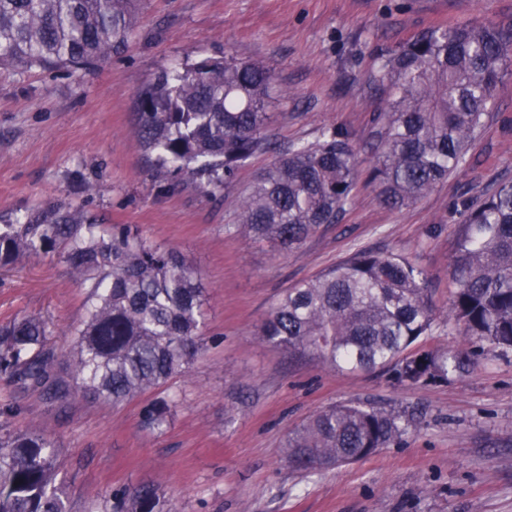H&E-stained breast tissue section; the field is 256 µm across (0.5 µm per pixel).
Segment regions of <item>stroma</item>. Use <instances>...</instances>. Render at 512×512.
I'll use <instances>...</instances> for the list:
<instances>
[{"label": "stroma", "instance_id": "35a3bbf8", "mask_svg": "<svg viewBox=\"0 0 512 512\" xmlns=\"http://www.w3.org/2000/svg\"><path fill=\"white\" fill-rule=\"evenodd\" d=\"M512 26V0H142L129 49L88 74L34 68L0 74V214L47 201L81 205L102 224L139 227L175 248L208 288L202 349L166 386L119 406L76 393L50 407L35 394L0 417V434L54 438L57 480L73 512H103L115 492L157 487L165 512H512V356L486 355L445 383L411 385L385 370L341 372L262 342L280 295L356 250L416 260L440 313L427 348L469 344L444 314L449 264L466 213L512 180V76L447 181L401 209L381 204L362 148L382 101L379 56L453 23ZM259 61L273 73L269 133L289 147L348 130L358 148L354 200L339 223L298 249L226 233L240 196L272 155L252 158L229 189L175 186L142 153L135 92L159 69L200 56ZM95 184L99 191L87 195ZM86 290L49 254L0 267V324L34 315L59 353L83 320ZM181 404L163 431L141 423L154 398ZM373 403L409 421L402 439L360 461L312 472L288 463V434L325 407Z\"/></svg>", "mask_w": 512, "mask_h": 512}]
</instances>
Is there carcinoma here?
I'll list each match as a JSON object with an SVG mask.
<instances>
[{
  "instance_id": "obj_1",
  "label": "carcinoma",
  "mask_w": 512,
  "mask_h": 512,
  "mask_svg": "<svg viewBox=\"0 0 512 512\" xmlns=\"http://www.w3.org/2000/svg\"><path fill=\"white\" fill-rule=\"evenodd\" d=\"M140 0H0V71L91 72L130 45ZM385 106L365 146L372 182L391 208L409 205L448 179L512 71V28L456 23L427 29L378 58ZM270 69L204 56L162 69L135 94L140 146L178 184L214 195L258 153L276 158L257 174L228 231L281 251L338 222L358 175L349 133L336 127L312 144L280 149L267 135ZM467 212L450 264L448 319L474 349H418L436 308L424 270L400 255L357 250L288 289L258 335L290 354L337 371L387 369L410 384L446 381L479 357L512 355V181H501ZM52 253L86 288V316L73 330L68 366L40 317L0 324V378L19 394L62 402L74 391L114 406L167 383L201 349V277L174 250L126 225L105 227L65 202L39 205L22 222L0 225V266ZM177 407L158 398L143 422L167 424ZM404 417L343 404L313 415L288 437V463L325 469L364 459L398 442ZM55 441L45 433L0 439V512H70L56 484ZM110 512H161L151 487L124 490Z\"/></svg>"
}]
</instances>
